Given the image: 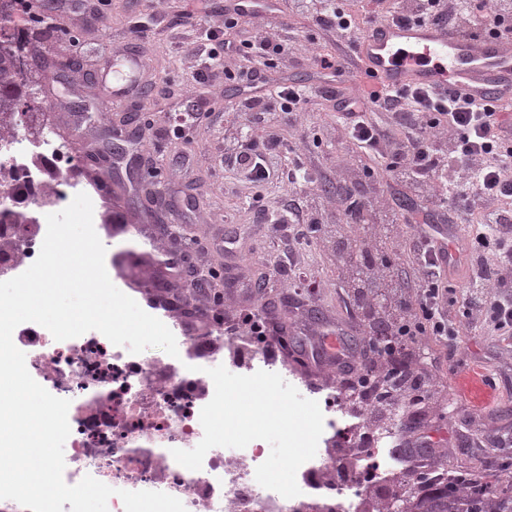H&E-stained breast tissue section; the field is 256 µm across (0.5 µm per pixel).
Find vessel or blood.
Returning a JSON list of instances; mask_svg holds the SVG:
<instances>
[{
	"mask_svg": "<svg viewBox=\"0 0 512 512\" xmlns=\"http://www.w3.org/2000/svg\"><path fill=\"white\" fill-rule=\"evenodd\" d=\"M356 57L371 81L389 89L462 90L512 105V39H472L430 24L380 21L360 33Z\"/></svg>",
	"mask_w": 512,
	"mask_h": 512,
	"instance_id": "1",
	"label": "vessel or blood"
}]
</instances>
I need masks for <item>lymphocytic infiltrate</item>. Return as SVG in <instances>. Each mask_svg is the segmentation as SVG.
<instances>
[{
  "label": "lymphocytic infiltrate",
  "mask_w": 512,
  "mask_h": 512,
  "mask_svg": "<svg viewBox=\"0 0 512 512\" xmlns=\"http://www.w3.org/2000/svg\"><path fill=\"white\" fill-rule=\"evenodd\" d=\"M296 7L314 12L316 26L352 38L381 17L400 23H431L470 38L492 34L512 36V0H390L385 10L359 14L341 0H294ZM244 17L224 16L228 37L225 56L253 61L248 70L225 69L231 84L255 80L272 59L286 60L295 47L272 35L234 38ZM332 101L347 138L361 151L386 159L390 181L427 194L431 205L444 213L463 216L474 227L470 246L459 255L422 238L413 249V301L399 303L404 282L390 262L378 253L385 240L394 238L400 222L389 208H381L373 224H365L366 203L340 205L336 225H361L360 234L344 246L341 264L349 288L363 297L371 316L357 322V335L366 339L356 348L341 339L340 369L352 386L372 390L360 409L369 418H384L422 397L427 404L441 400L447 388L440 381L410 369L421 352L422 339L434 336L456 345L459 329L448 313L447 273L465 261L468 316L476 317L499 336L512 335V121L458 92H439L421 86L391 90L369 85L362 96L341 99L335 87L320 89L297 84L281 85L265 96L239 101L243 112L304 111L314 99ZM242 149L231 162L256 183L269 177L264 156L280 145L275 131L253 136L241 129Z\"/></svg>",
  "instance_id": "1"
}]
</instances>
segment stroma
<instances>
[{
    "instance_id": "obj_1",
    "label": "stroma",
    "mask_w": 512,
    "mask_h": 512,
    "mask_svg": "<svg viewBox=\"0 0 512 512\" xmlns=\"http://www.w3.org/2000/svg\"><path fill=\"white\" fill-rule=\"evenodd\" d=\"M53 16L68 33L43 37L40 47L57 66L31 80L45 134L62 147L59 168L73 169L90 150H107L126 136L127 116L139 118L140 136L124 159L75 174L90 192L113 284L195 343L222 335L217 348L228 362L242 347L227 329L237 307L285 325L278 364L302 387L335 392L352 407L357 397L343 377L315 369L290 327L293 283L312 329L358 321L333 243L307 224L258 223L246 203L257 197L268 212H281L296 194L282 174L298 157L314 172L305 194L323 204L328 222L336 220L340 184L356 198L376 197L401 214L427 207V200L384 177L360 180L363 165L381 169L386 161L347 142L335 108L323 100L280 124L281 145L266 157L270 177L262 187L225 164V156L241 149L234 125L249 117L232 109L240 90L225 85L223 60L208 57L224 38V0H59ZM247 29L296 47L289 64L265 73L262 94L284 80L325 85L329 79L311 63L312 52L355 57L347 40L319 30L291 0H281L279 17H251ZM127 49L142 56L144 67L130 76L125 100L115 105L108 98L112 65ZM72 59L77 67H69ZM187 114L194 123L184 141L173 127ZM465 279V269L457 267L448 280V312L459 325L456 348L428 336L420 354L422 367L447 384V400L431 410L419 404L392 414L375 431L391 448L415 434L429 436L430 469L466 467L499 482L498 462L512 458V340L464 317Z\"/></svg>"
}]
</instances>
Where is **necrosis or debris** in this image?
<instances>
[{"label": "necrosis or debris", "mask_w": 512, "mask_h": 512, "mask_svg": "<svg viewBox=\"0 0 512 512\" xmlns=\"http://www.w3.org/2000/svg\"><path fill=\"white\" fill-rule=\"evenodd\" d=\"M6 162L0 166V210L39 206L33 194V167L28 149L0 144ZM47 226L0 224V274H21L19 253L35 257ZM30 375L56 397L69 400L65 481L74 485L92 476L120 491H159L178 498L186 512H357L358 502L343 485L323 478L328 444L341 432L343 416L334 393L318 397L324 431L315 457L296 475L299 496L287 499L255 479L266 459L265 443L251 442L235 450L228 462L225 448L210 449L200 470L179 465L171 451L195 447L203 437L201 409L212 399L208 385L195 372L196 360L210 366L222 360L209 350L192 351L181 336L177 363L152 360L112 344L92 330L58 341L43 326L24 323L15 330Z\"/></svg>", "instance_id": "obj_1"}]
</instances>
